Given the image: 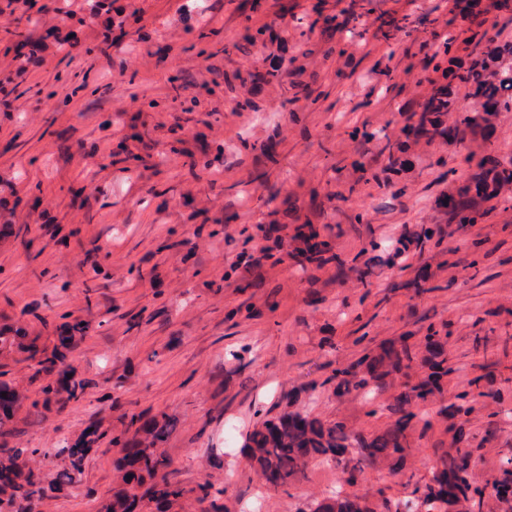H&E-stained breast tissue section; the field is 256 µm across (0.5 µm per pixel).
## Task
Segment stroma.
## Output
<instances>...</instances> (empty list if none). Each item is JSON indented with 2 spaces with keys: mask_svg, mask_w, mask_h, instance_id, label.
Returning a JSON list of instances; mask_svg holds the SVG:
<instances>
[{
  "mask_svg": "<svg viewBox=\"0 0 512 512\" xmlns=\"http://www.w3.org/2000/svg\"><path fill=\"white\" fill-rule=\"evenodd\" d=\"M59 2L79 56L49 45L36 80L0 96V197L10 209L0 224L26 235L0 240V317L36 329L64 313L100 324L74 355L90 381L83 399L19 438L42 449L44 479L90 421L163 413L175 423L164 445L175 480L214 483L229 512H246L256 478L239 446L258 415L278 414L295 392L297 409L383 430L388 394L340 397L326 377L363 354L358 336L416 345L427 322L444 321L448 395L477 378L500 395L466 424L481 439L471 476L489 485L512 455V186L477 224L449 223L443 200L472 176L467 154L491 145L512 158V112L491 116L488 144L477 134L415 143L404 132L407 113L443 81L424 58L447 44L460 57L471 50L459 20L427 13V0H389L408 20L387 40L375 20L337 33L351 0H118L136 44L100 51L85 0ZM204 27L216 32L208 56L189 48ZM246 28L260 37L243 47ZM399 141L407 150L391 172L385 146ZM203 159L207 169L191 170ZM298 224L331 240L344 275L301 271L272 249L271 228L287 240ZM425 227L441 228L442 240L394 257L397 239ZM419 269L432 290L418 296L405 283ZM108 386L117 407L100 400ZM444 428L409 436L416 479L428 478ZM112 458L92 455L39 512H99ZM329 480L375 503L412 491L382 468L350 485L341 469L311 466L265 492L261 512H298Z\"/></svg>",
  "mask_w": 512,
  "mask_h": 512,
  "instance_id": "1",
  "label": "stroma"
}]
</instances>
